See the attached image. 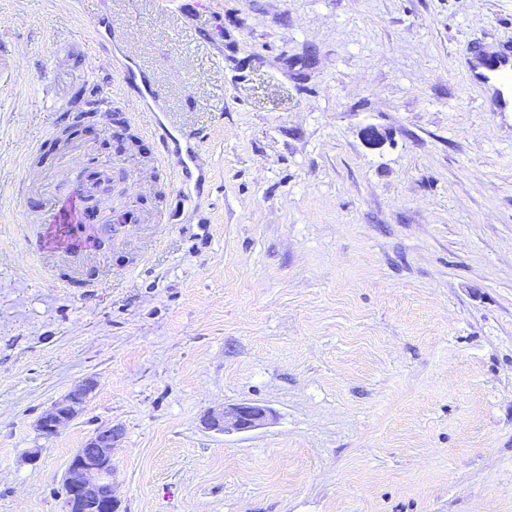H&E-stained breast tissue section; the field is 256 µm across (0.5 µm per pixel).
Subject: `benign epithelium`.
Instances as JSON below:
<instances>
[{"label":"benign epithelium","instance_id":"obj_1","mask_svg":"<svg viewBox=\"0 0 512 512\" xmlns=\"http://www.w3.org/2000/svg\"><path fill=\"white\" fill-rule=\"evenodd\" d=\"M112 191V179L104 175L98 176L95 192L87 199V207L99 210L102 197ZM93 387L94 383L87 381L55 402L38 421V429L42 435L50 438L61 425L70 422ZM266 417V408L255 403H239L210 414L208 425L211 429L222 432H248L260 426ZM116 437V431L110 427L99 430L71 457L64 473L71 512H115L112 495V446Z\"/></svg>","mask_w":512,"mask_h":512}]
</instances>
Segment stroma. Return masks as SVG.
I'll list each match as a JSON object with an SVG mask.
<instances>
[{"mask_svg":"<svg viewBox=\"0 0 512 512\" xmlns=\"http://www.w3.org/2000/svg\"><path fill=\"white\" fill-rule=\"evenodd\" d=\"M102 21L204 131L184 183L127 168L154 146L85 52ZM507 37L512 0H0V512H66L106 427L116 512H512V112L459 62ZM93 76L116 116L52 151ZM90 157L169 221L63 289L18 215ZM244 402L261 426L208 429ZM93 387L94 383L87 381L63 399L56 401L38 421V429L42 435L47 438L53 437L61 425L70 422L75 417L78 406Z\"/></svg>","mask_w":512,"mask_h":512,"instance_id":"obj_1","label":"stroma"}]
</instances>
